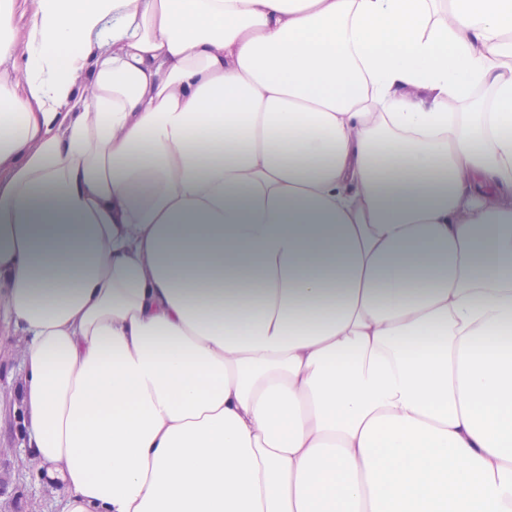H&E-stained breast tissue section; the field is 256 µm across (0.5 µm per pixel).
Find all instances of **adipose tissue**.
I'll list each match as a JSON object with an SVG mask.
<instances>
[{
  "mask_svg": "<svg viewBox=\"0 0 512 512\" xmlns=\"http://www.w3.org/2000/svg\"><path fill=\"white\" fill-rule=\"evenodd\" d=\"M0 103L64 512H512V0H0Z\"/></svg>",
  "mask_w": 512,
  "mask_h": 512,
  "instance_id": "1",
  "label": "adipose tissue"
}]
</instances>
